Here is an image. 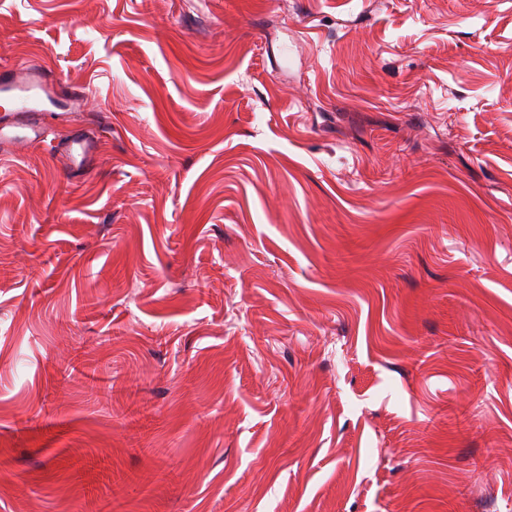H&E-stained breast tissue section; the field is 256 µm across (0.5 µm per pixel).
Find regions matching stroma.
Wrapping results in <instances>:
<instances>
[{"label":"stroma","instance_id":"stroma-1","mask_svg":"<svg viewBox=\"0 0 512 512\" xmlns=\"http://www.w3.org/2000/svg\"><path fill=\"white\" fill-rule=\"evenodd\" d=\"M32 59L105 138L0 159V512H512V0H0ZM99 148V135L90 136L82 130L56 146V151L67 159L69 170L73 173L84 171L96 156Z\"/></svg>","mask_w":512,"mask_h":512}]
</instances>
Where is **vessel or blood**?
<instances>
[{"mask_svg": "<svg viewBox=\"0 0 512 512\" xmlns=\"http://www.w3.org/2000/svg\"><path fill=\"white\" fill-rule=\"evenodd\" d=\"M87 95L71 91L37 63L0 69V156L11 153L18 141H44L47 117L53 110L81 109ZM99 139L77 132L58 144L71 172L84 171L96 156Z\"/></svg>", "mask_w": 512, "mask_h": 512, "instance_id": "vessel-or-blood-1", "label": "vessel or blood"}]
</instances>
